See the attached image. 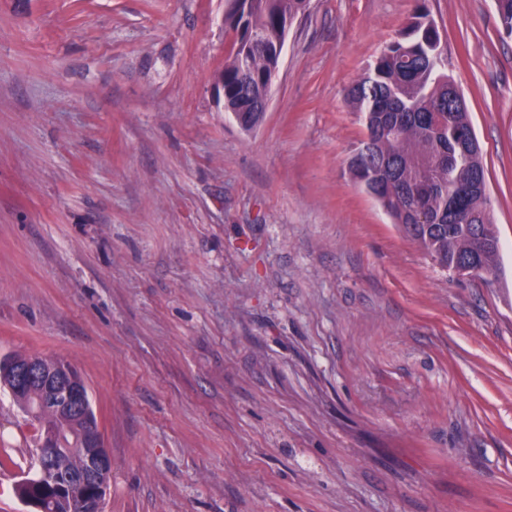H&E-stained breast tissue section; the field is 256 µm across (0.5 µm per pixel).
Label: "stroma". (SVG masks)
Returning <instances> with one entry per match:
<instances>
[{"mask_svg":"<svg viewBox=\"0 0 512 512\" xmlns=\"http://www.w3.org/2000/svg\"><path fill=\"white\" fill-rule=\"evenodd\" d=\"M483 151L492 282L352 178L346 91L416 0H310L262 123L214 91L232 0H0V356L73 366L105 512H512V36L427 0ZM34 431L0 391V512ZM81 447L88 449V468L82 482L95 487L103 496L112 475V457L100 430L93 429L85 434Z\"/></svg>","mask_w":512,"mask_h":512,"instance_id":"1","label":"stroma"}]
</instances>
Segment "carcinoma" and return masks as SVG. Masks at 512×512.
I'll return each mask as SVG.
<instances>
[{"label":"carcinoma","instance_id":"obj_1","mask_svg":"<svg viewBox=\"0 0 512 512\" xmlns=\"http://www.w3.org/2000/svg\"><path fill=\"white\" fill-rule=\"evenodd\" d=\"M307 0H240L237 12L224 23L241 31L240 43L224 63V111L236 119L262 112L266 79L276 66L285 41L286 23L306 8ZM502 27L512 33V0H495ZM440 36L425 5L376 58L373 66L348 90L347 99L359 112L370 141H361L349 169L361 186L390 181L394 192L378 201L393 223L440 268L452 271L467 262L481 269L479 279L498 276L500 239L489 222L490 197L472 198L458 212H448V196L455 188L485 176L482 149L457 85L439 63ZM432 171L431 185L421 190L423 168ZM21 365L36 359L46 372H56L64 362L25 353L9 355ZM25 413L39 442L44 427L53 425L71 447L59 471L35 469L37 490L49 496L46 512H83L90 488L69 487L58 496L50 479L86 468V456L73 438L87 429V421L65 416L43 402L39 385L12 394Z\"/></svg>","mask_w":512,"mask_h":512}]
</instances>
